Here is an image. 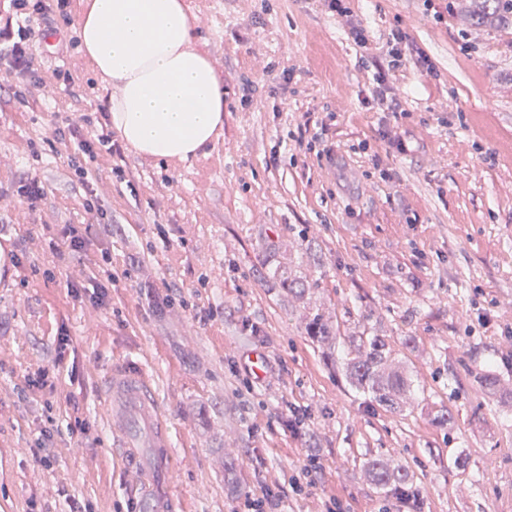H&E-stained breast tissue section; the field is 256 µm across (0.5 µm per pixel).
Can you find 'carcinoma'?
<instances>
[{"label": "carcinoma", "mask_w": 512, "mask_h": 512, "mask_svg": "<svg viewBox=\"0 0 512 512\" xmlns=\"http://www.w3.org/2000/svg\"><path fill=\"white\" fill-rule=\"evenodd\" d=\"M471 19L478 25L512 24V0H472ZM310 338L323 342L334 333L318 317L307 324ZM356 356L347 359L345 375L351 386L372 396L380 406L391 411L400 409L407 393L411 391V379L403 372L386 371L384 364L390 349L381 336H361L353 345ZM366 470L372 474L379 488L392 496L414 495L413 476L405 472L393 474L388 471L382 459L375 457L366 461Z\"/></svg>", "instance_id": "obj_1"}]
</instances>
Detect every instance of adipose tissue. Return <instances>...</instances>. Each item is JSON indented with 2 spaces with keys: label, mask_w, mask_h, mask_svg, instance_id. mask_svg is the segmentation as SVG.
Instances as JSON below:
<instances>
[{
  "label": "adipose tissue",
  "mask_w": 512,
  "mask_h": 512,
  "mask_svg": "<svg viewBox=\"0 0 512 512\" xmlns=\"http://www.w3.org/2000/svg\"><path fill=\"white\" fill-rule=\"evenodd\" d=\"M93 68L112 79V128L140 154L182 162L224 122V90L190 47L182 0H91L78 27Z\"/></svg>",
  "instance_id": "adipose-tissue-1"
}]
</instances>
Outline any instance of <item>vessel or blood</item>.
Wrapping results in <instances>:
<instances>
[{"mask_svg":"<svg viewBox=\"0 0 512 512\" xmlns=\"http://www.w3.org/2000/svg\"><path fill=\"white\" fill-rule=\"evenodd\" d=\"M103 412L128 462L125 481L139 490L142 512H175L164 484L172 473L169 430L148 378L124 366L112 368Z\"/></svg>","mask_w":512,"mask_h":512,"instance_id":"obj_1","label":"vessel or blood"}]
</instances>
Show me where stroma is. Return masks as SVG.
Returning a JSON list of instances; mask_svg holds the SVG:
<instances>
[{"label":"stroma","mask_w":512,"mask_h":512,"mask_svg":"<svg viewBox=\"0 0 512 512\" xmlns=\"http://www.w3.org/2000/svg\"><path fill=\"white\" fill-rule=\"evenodd\" d=\"M184 3L191 47L226 90L224 124L189 162L126 145L91 161L104 223H90L67 163L77 146L52 130L56 113L107 105L111 79L82 50L37 38L48 66L76 70V95L50 76L0 97V249L23 261L0 273V512L138 505L102 411L121 362L147 374L165 411L177 512H237L274 481L278 512L332 499L342 512H512V25L352 0L362 46L323 0ZM398 27L436 70L408 63L390 78L403 153L364 101L363 61ZM33 172L45 195L32 209L16 189ZM67 224L85 251L67 247ZM102 286L105 303H90ZM315 313L331 345L307 335ZM361 336L384 337L386 370L411 378L400 411L337 365ZM486 368L500 376L492 393L475 379ZM39 369L47 384L33 392ZM290 403L311 410L297 432ZM373 455L413 475L416 503L378 493L363 469ZM310 457L314 483L293 494Z\"/></svg>","instance_id":"35a3bbf8"}]
</instances>
